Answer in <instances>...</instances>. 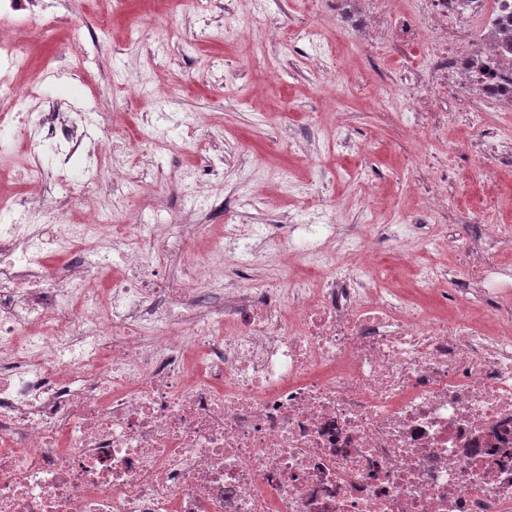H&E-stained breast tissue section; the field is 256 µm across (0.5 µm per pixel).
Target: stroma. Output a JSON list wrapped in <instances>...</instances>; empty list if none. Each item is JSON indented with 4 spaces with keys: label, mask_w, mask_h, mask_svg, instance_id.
<instances>
[{
    "label": "stroma",
    "mask_w": 512,
    "mask_h": 512,
    "mask_svg": "<svg viewBox=\"0 0 512 512\" xmlns=\"http://www.w3.org/2000/svg\"><path fill=\"white\" fill-rule=\"evenodd\" d=\"M53 36L33 52L31 64L0 81V97L15 88L69 99L78 107L126 112L140 135L118 160L131 182L119 202L128 217L141 208L148 180L165 191L173 209L190 210L185 170L213 166L231 188L241 223L267 221L265 198L281 214L313 223L316 212L300 211L308 195L322 203L345 198L357 183L380 187L385 202L373 214L345 206L343 224L399 218L409 202L405 182L418 195L434 192L440 172L448 174V203L442 224H512V208L487 204L483 174L499 171L500 189L512 197V152L498 147L495 124L481 113L496 112L512 122V104H487L472 84H454L448 97L427 104L448 112V125L426 132V160L415 163V143L402 130L415 118L412 97L429 76L426 60L410 63L404 39L372 41L368 26L392 31L394 14L372 0H56ZM80 36V54H64ZM72 78H54L58 66ZM130 85L141 97L125 102ZM392 103H382L386 93ZM333 110L343 113L347 149L332 146L333 131L320 136L322 155L307 165L305 120ZM276 171L281 189L269 196L253 175L256 164Z\"/></svg>",
    "instance_id": "1"
}]
</instances>
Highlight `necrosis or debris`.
Masks as SVG:
<instances>
[{
	"label": "necrosis or debris",
	"mask_w": 512,
	"mask_h": 512,
	"mask_svg": "<svg viewBox=\"0 0 512 512\" xmlns=\"http://www.w3.org/2000/svg\"><path fill=\"white\" fill-rule=\"evenodd\" d=\"M399 33L436 79L467 73L448 13L499 0H427ZM46 0H0V61L56 18ZM0 98V133L24 139L20 219L0 222V512H512V224H471L463 246L422 199L401 224H228L169 273L171 224H103L120 114ZM91 175L63 205L33 206L39 152L68 166L88 125ZM80 219L67 223V207ZM416 261L427 303L389 285L379 257Z\"/></svg>",
	"instance_id": "4bbe7bcc"
}]
</instances>
